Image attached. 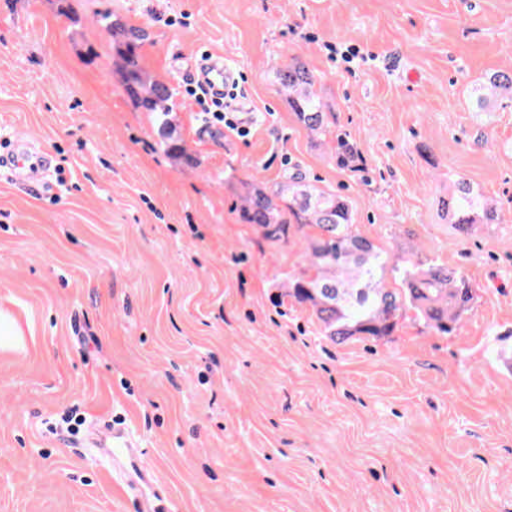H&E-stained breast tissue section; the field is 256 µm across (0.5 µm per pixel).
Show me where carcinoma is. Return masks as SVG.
Returning <instances> with one entry per match:
<instances>
[{"label": "carcinoma", "mask_w": 512, "mask_h": 512, "mask_svg": "<svg viewBox=\"0 0 512 512\" xmlns=\"http://www.w3.org/2000/svg\"><path fill=\"white\" fill-rule=\"evenodd\" d=\"M95 22L111 39L120 84L135 107L151 117L164 152L191 160L174 116V88L142 64L148 30L110 11L97 13ZM277 80L297 122L313 136L328 140L338 166H353L357 159L354 145L346 133L331 129L326 107L315 90L316 78L307 65L292 57L277 71ZM477 90L481 102L489 96L512 100V72L491 73ZM447 207L463 235L475 224L498 220L496 208L464 180L457 182ZM241 217L272 242L287 238L292 228L302 234L304 267L282 287L289 298L312 310L323 335L333 342L390 336L410 312L430 330L448 336L458 330L472 307V288L457 270L432 260L393 258L382 252L354 230L346 196L321 189L299 174H287L272 186L247 185ZM388 273L400 279L402 287H385Z\"/></svg>", "instance_id": "obj_1"}]
</instances>
